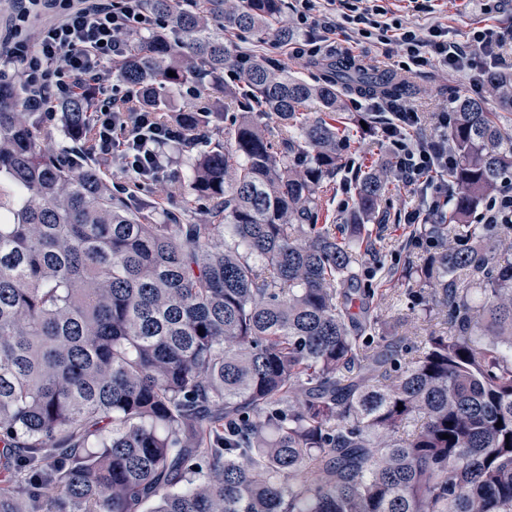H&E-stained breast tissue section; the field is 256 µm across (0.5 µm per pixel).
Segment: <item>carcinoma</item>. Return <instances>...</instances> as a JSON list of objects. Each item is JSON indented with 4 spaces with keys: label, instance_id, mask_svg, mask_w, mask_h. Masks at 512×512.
Listing matches in <instances>:
<instances>
[{
    "label": "carcinoma",
    "instance_id": "obj_1",
    "mask_svg": "<svg viewBox=\"0 0 512 512\" xmlns=\"http://www.w3.org/2000/svg\"><path fill=\"white\" fill-rule=\"evenodd\" d=\"M144 8L167 26L128 36L113 75L162 122L157 90L224 83V26L295 36L283 0ZM484 80L454 101L457 191L420 228L435 299L416 305L448 328L415 343L379 327L357 270L390 166L358 176L341 229L320 223L347 96L398 99L404 80L347 58L309 82L251 59L224 148L203 136L222 113L180 111L198 148L183 189L206 201L193 224L73 165L0 87V512H512V224L472 223L512 170V74ZM63 127L90 158L87 95Z\"/></svg>",
    "mask_w": 512,
    "mask_h": 512
}]
</instances>
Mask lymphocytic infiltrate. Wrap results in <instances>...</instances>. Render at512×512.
Returning <instances> with one entry per match:
<instances>
[{
	"label": "lymphocytic infiltrate",
	"mask_w": 512,
	"mask_h": 512,
	"mask_svg": "<svg viewBox=\"0 0 512 512\" xmlns=\"http://www.w3.org/2000/svg\"><path fill=\"white\" fill-rule=\"evenodd\" d=\"M304 38L291 42L295 58L318 56L321 45L336 31L337 21L349 24L355 39L397 47V70L418 73L426 69L485 70L506 66L499 49L505 32L488 26L475 30L476 52L448 42L436 26L419 33L386 22L387 10L375 0H297ZM155 20L146 14L143 0H13L10 35L0 45V82L18 77L24 87L28 111L54 115L58 100L95 84L111 91L106 106L97 112V156L118 155L127 171L140 179H157L162 171L159 148L181 141L177 126L154 122L151 111L133 106L129 93L112 89L109 61L124 55L126 35L149 28ZM384 136L392 145L393 162L405 182L420 186L419 206L408 213L407 223L425 224L447 202L448 169L455 161L448 149V134L426 141L414 138L417 112L388 105Z\"/></svg>",
	"instance_id": "f902f5d3"
}]
</instances>
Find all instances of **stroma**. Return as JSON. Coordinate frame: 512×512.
<instances>
[{
	"label": "stroma",
	"mask_w": 512,
	"mask_h": 512,
	"mask_svg": "<svg viewBox=\"0 0 512 512\" xmlns=\"http://www.w3.org/2000/svg\"><path fill=\"white\" fill-rule=\"evenodd\" d=\"M389 19L400 20L404 25L424 30L439 23L448 30V39L460 45H469L473 31L490 23L502 29L512 28V0H501L493 17H486L476 10L471 0H435L432 11H416L407 8L403 0H384ZM224 43L235 55L258 56L276 60L278 65L308 80L317 79L320 71L313 62L291 56L287 46H275L273 36H257L225 28ZM385 45L353 43L350 30L337 29L335 35L322 45L323 58L344 57L355 60L364 67L375 71H389L384 57ZM407 82L415 92L405 98V105L419 112L422 119L421 132L425 135L438 134L436 115L448 107L460 95L479 96V89L473 88V75L469 72L449 73L429 69L410 74ZM389 144L382 137L357 134L347 154L352 158V169L338 170L330 176L322 195L324 215L331 224L341 223L346 214L342 200L354 195L357 167L369 166L372 162L385 159ZM195 148L181 145L166 148L163 160L164 170L169 177L166 185L143 182L134 175L122 172L118 164L102 166V174L121 187L124 193L151 201L159 216L177 214L183 223L191 224L201 219L205 203L194 195L178 191L177 183L183 180L196 156ZM419 201L417 186L395 181L392 192L383 202L381 209L386 212L385 221L370 220L369 225L379 237L382 251L380 262H373L370 256H362L359 272L363 280L372 283L378 293L373 302L375 314L381 319L386 333L409 338L423 335L425 316L415 309L409 290L413 283L406 272L419 266L429 250L418 237L419 227L404 221L405 210L414 208Z\"/></svg>",
	"instance_id": "35a3bbf8"
}]
</instances>
